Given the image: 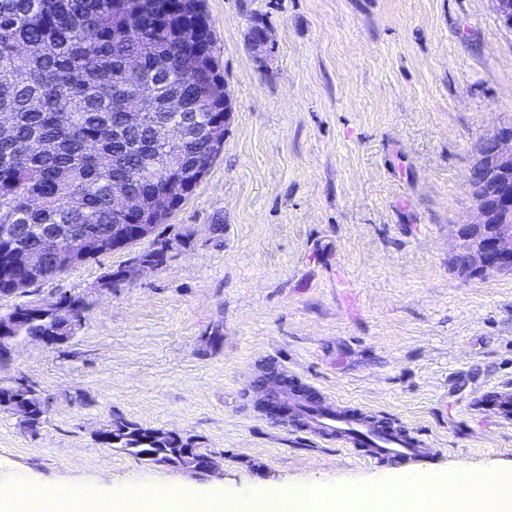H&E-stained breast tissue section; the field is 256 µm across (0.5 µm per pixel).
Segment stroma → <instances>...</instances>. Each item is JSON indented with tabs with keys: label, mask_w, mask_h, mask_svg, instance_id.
Returning <instances> with one entry per match:
<instances>
[{
	"label": "stroma",
	"mask_w": 512,
	"mask_h": 512,
	"mask_svg": "<svg viewBox=\"0 0 512 512\" xmlns=\"http://www.w3.org/2000/svg\"><path fill=\"white\" fill-rule=\"evenodd\" d=\"M231 113L224 152L161 226L157 269L97 283L134 248L0 296L66 293L90 308L66 343L23 342L0 386H37V433L0 408V482L112 478L220 487L229 499L301 482L398 474L298 439L255 401L263 371L362 404L440 453L420 473L512 471V276L452 264L472 221L475 145L512 126V31L493 0H204ZM263 21L274 43L256 57ZM178 430L219 454L200 478L101 444L112 418Z\"/></svg>",
	"instance_id": "1"
}]
</instances>
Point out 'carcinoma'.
I'll list each match as a JSON object with an SVG mask.
<instances>
[{
	"instance_id": "cac0c4a2",
	"label": "carcinoma",
	"mask_w": 512,
	"mask_h": 512,
	"mask_svg": "<svg viewBox=\"0 0 512 512\" xmlns=\"http://www.w3.org/2000/svg\"><path fill=\"white\" fill-rule=\"evenodd\" d=\"M0 0V295L17 283L53 280L67 269L40 256L41 240L81 225L109 234L121 191L145 206L168 176L195 186L210 128L224 111V76L215 64L213 36L202 20L203 0ZM140 100L146 121L126 125ZM181 137L165 142L169 123ZM79 297L60 296L48 316H29L11 335L38 339L77 333L70 313L86 310ZM34 385L0 386V407L45 413ZM112 448L137 458L164 448L177 466L182 448L196 447L181 432L114 420Z\"/></svg>"
}]
</instances>
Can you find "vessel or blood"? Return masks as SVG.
I'll return each instance as SVG.
<instances>
[{
  "label": "vessel or blood",
  "instance_id": "obj_1",
  "mask_svg": "<svg viewBox=\"0 0 512 512\" xmlns=\"http://www.w3.org/2000/svg\"><path fill=\"white\" fill-rule=\"evenodd\" d=\"M288 400L299 418L297 432L325 445L354 449L368 464H415L437 454L426 440L384 425L370 410L334 398L314 402L292 394Z\"/></svg>",
  "mask_w": 512,
  "mask_h": 512
}]
</instances>
